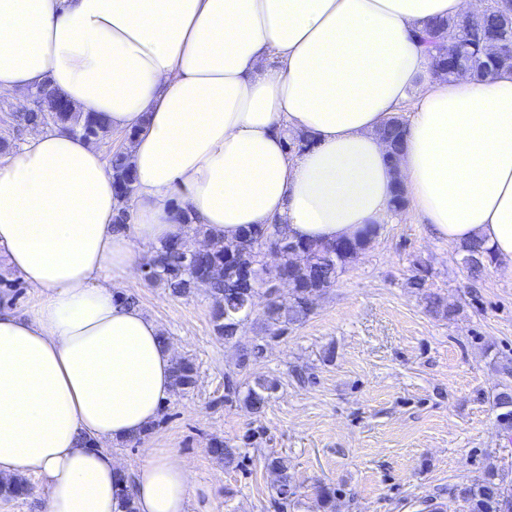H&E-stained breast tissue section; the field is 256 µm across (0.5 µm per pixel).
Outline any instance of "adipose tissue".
Masks as SVG:
<instances>
[{"label": "adipose tissue", "instance_id": "ef3b65f1", "mask_svg": "<svg viewBox=\"0 0 512 512\" xmlns=\"http://www.w3.org/2000/svg\"><path fill=\"white\" fill-rule=\"evenodd\" d=\"M475 0H0V95L48 85L130 133L124 228L110 162L57 127L0 157V479L38 476L44 512H188L191 473L148 448L119 482L111 445L173 392L159 322L125 303L147 249L192 227L281 225L354 240L402 188L452 246L512 264V73L435 77L416 34ZM410 109L390 159L377 134ZM308 135L301 152L287 149Z\"/></svg>", "mask_w": 512, "mask_h": 512}]
</instances>
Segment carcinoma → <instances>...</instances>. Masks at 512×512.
<instances>
[{
    "mask_svg": "<svg viewBox=\"0 0 512 512\" xmlns=\"http://www.w3.org/2000/svg\"><path fill=\"white\" fill-rule=\"evenodd\" d=\"M512 0H496L481 16L465 26L457 20L434 22L421 37L426 51L437 58L438 77L446 79L464 66L471 75L482 78L499 71H512L511 56L489 53L488 47L512 39ZM35 107L20 114L27 126L47 125L67 127L91 142L107 136L105 119L95 112H79L49 86L35 93ZM404 118L390 117L379 129L378 135L400 143ZM112 174L121 200L115 223L127 220V209L132 194V173L124 152L117 151L110 160ZM194 235L205 236L206 249L195 252L188 241H171L154 249L142 264L145 280L164 288L174 297L188 296L198 283L207 284L213 301V329L216 335L229 343L237 335L244 321L250 317L259 286L284 277L291 290V302L284 306L266 296L260 331L269 336H280L288 327L302 323L312 312V298L332 287L347 264L364 249L367 238L314 243L294 240L282 234L281 226L244 229L232 241L207 235L203 225L194 228ZM464 263L470 276L478 278L493 257L480 242L462 246ZM409 284L423 291L426 309L436 317L451 318L457 308L447 299L427 287L429 269L419 259L413 262ZM195 363L182 358L173 370V386L178 392L195 388ZM279 387L276 378L258 376L234 385L228 384L232 394L251 415L263 413L269 399ZM495 406L502 410L500 418L512 421V389L504 388L495 396ZM210 451L224 460V466L238 463L240 449L222 441H214ZM265 468L277 476L274 485L277 501L288 506L296 495V486L289 473L288 459L281 456L265 458ZM468 512H512V490L488 479L462 491Z\"/></svg>",
    "mask_w": 512,
    "mask_h": 512,
    "instance_id": "1",
    "label": "carcinoma"
}]
</instances>
